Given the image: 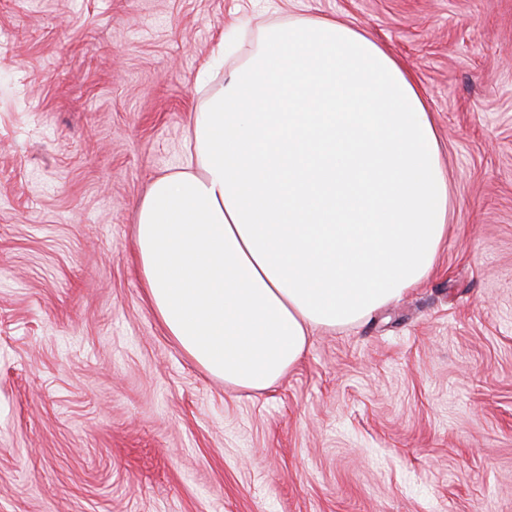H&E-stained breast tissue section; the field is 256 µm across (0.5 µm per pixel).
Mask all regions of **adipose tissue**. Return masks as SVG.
<instances>
[{"label":"adipose tissue","instance_id":"ef3b65f1","mask_svg":"<svg viewBox=\"0 0 512 512\" xmlns=\"http://www.w3.org/2000/svg\"><path fill=\"white\" fill-rule=\"evenodd\" d=\"M193 153L143 199L137 262L168 336L236 388L270 387L312 329L422 282L448 231V178L414 77L334 19L269 27L197 112Z\"/></svg>","mask_w":512,"mask_h":512}]
</instances>
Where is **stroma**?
Returning a JSON list of instances; mask_svg holds the SVG:
<instances>
[{
  "label": "stroma",
  "instance_id": "1",
  "mask_svg": "<svg viewBox=\"0 0 512 512\" xmlns=\"http://www.w3.org/2000/svg\"><path fill=\"white\" fill-rule=\"evenodd\" d=\"M311 18L414 75L448 234L241 390L156 318L139 206L263 30ZM0 512H512V0H0Z\"/></svg>",
  "mask_w": 512,
  "mask_h": 512
}]
</instances>
